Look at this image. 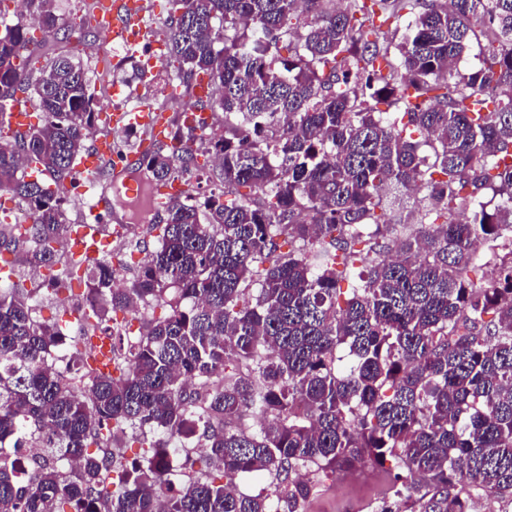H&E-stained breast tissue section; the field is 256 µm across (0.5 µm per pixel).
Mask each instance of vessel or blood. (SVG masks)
<instances>
[{
    "label": "vessel or blood",
    "mask_w": 512,
    "mask_h": 512,
    "mask_svg": "<svg viewBox=\"0 0 512 512\" xmlns=\"http://www.w3.org/2000/svg\"><path fill=\"white\" fill-rule=\"evenodd\" d=\"M146 0H101L96 21L107 27L113 36L119 37L130 47H137L142 42L161 45L162 38L157 30L146 26L144 14ZM0 112L7 116L6 131L10 134L25 132L35 121V116L28 104L21 99L0 101ZM105 120L113 129L139 127L147 133L143 147L155 143L168 142L170 126L168 118L162 112H121L106 113ZM111 166L113 181L121 182L128 195L137 197L147 195V208L150 213H157L161 208L175 201L184 192L181 181L173 180L162 185L145 189L144 182L136 170L135 153L121 154L116 151L111 137L97 138L91 148L81 156L77 171L81 174H95L103 166ZM113 225L115 233L122 235L128 229L125 219L120 218L113 206L110 189L99 190L93 203L92 221L74 225L68 237L72 241L74 257L94 260L112 252V237L102 234L100 227Z\"/></svg>",
    "instance_id": "b4317fda"
}]
</instances>
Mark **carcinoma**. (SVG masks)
<instances>
[{
    "label": "carcinoma",
    "instance_id": "carcinoma-1",
    "mask_svg": "<svg viewBox=\"0 0 512 512\" xmlns=\"http://www.w3.org/2000/svg\"><path fill=\"white\" fill-rule=\"evenodd\" d=\"M52 2L16 8L55 36ZM169 2L177 77L226 118L224 191L149 225L158 245L125 288L108 256L60 260L62 200L25 172L74 170L99 121L85 70L58 55L34 79L29 27L0 32V99L42 112L0 141V197L32 215L0 247L91 298L69 336L36 318L39 289L0 284V512H298L312 479L291 474L367 461L389 477L375 512H471L479 492L512 506V0ZM384 26L402 33L396 63ZM199 151L189 126L151 181ZM385 185L422 193L411 221L387 217ZM110 311L133 316L112 320L103 373L88 355ZM260 473L286 486L237 488Z\"/></svg>",
    "mask_w": 512,
    "mask_h": 512
}]
</instances>
